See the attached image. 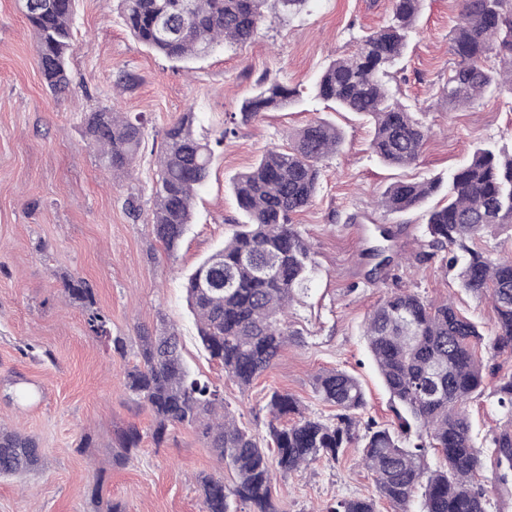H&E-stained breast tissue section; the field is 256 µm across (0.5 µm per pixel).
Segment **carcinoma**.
Listing matches in <instances>:
<instances>
[{
    "label": "carcinoma",
    "instance_id": "1",
    "mask_svg": "<svg viewBox=\"0 0 512 512\" xmlns=\"http://www.w3.org/2000/svg\"><path fill=\"white\" fill-rule=\"evenodd\" d=\"M38 8L25 18L37 37L36 56L48 89H69L67 60L74 50L75 0H36ZM307 0H119V18L144 46L172 61L209 55L218 46L250 41L269 10L301 12ZM422 0H391L384 25L368 32L348 56L332 61L311 89L314 97L353 112L374 126L373 153L386 164H414L429 136L415 110L387 87L389 69L407 46ZM169 22L165 32L158 17ZM451 51L457 58L442 93L448 103L466 108L504 85L512 92V0H459V19L452 31ZM301 102L300 92L279 80L261 78L257 90L231 114L215 144L271 109ZM196 116L185 112L164 132L150 224L168 255L177 251L193 218V201L205 184L214 158L210 141L194 129ZM85 133L97 152L99 166L126 172L145 142L140 116L114 109L84 115ZM286 150L266 151L233 180L242 220L224 245L199 263L183 284L187 306L196 320L202 347L240 388L277 359L294 332L285 309L305 288L314 259L292 217L316 196L322 163L335 155L343 137L336 125L317 119L290 135ZM442 188L437 179L400 181L377 201L385 214L418 209ZM426 246L448 252V264L459 267V285L491 300L496 320L482 333L453 304L434 305L421 294L400 289L368 316L364 336L384 386L390 394L395 422L380 424L364 418L367 401L362 385L344 370L316 376L319 400L336 408L324 419L299 413L287 393H270L266 408L268 440L263 445L238 425L224 406V396L195 378L185 364L179 336L165 328L140 337L135 363L124 388L154 418L150 435L164 444L176 427L196 430L221 464L236 475L228 489L224 477L201 479L204 512H280L273 494L271 469L288 473L323 456L338 457L344 448H359L360 462L374 477L379 497L395 512H492V499L476 480L481 451L466 406L483 384L484 355L512 350V257L481 252L471 244L487 236L512 239V153L493 145L477 148L472 157L448 176L444 203L426 211ZM380 244L375 270L393 258L394 232L378 226ZM218 282L203 286L200 273ZM65 296L83 311L89 331L109 337V317L97 306L93 288L82 278L65 276ZM497 407L508 422L492 434L491 445L500 492L512 493V373L499 378ZM142 441L133 426L119 440L113 463L124 465ZM433 448L442 457L432 469L426 462ZM39 460L36 439L0 427V477L31 470ZM103 478L94 495L102 512H127L113 500L103 501ZM323 512H376L372 498L336 499Z\"/></svg>",
    "mask_w": 512,
    "mask_h": 512
}]
</instances>
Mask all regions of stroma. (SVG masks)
I'll list each match as a JSON object with an SVG mask.
<instances>
[{
    "label": "stroma",
    "mask_w": 512,
    "mask_h": 512,
    "mask_svg": "<svg viewBox=\"0 0 512 512\" xmlns=\"http://www.w3.org/2000/svg\"><path fill=\"white\" fill-rule=\"evenodd\" d=\"M390 8V0H308L297 15L269 18L251 41L217 48L184 67L138 43L114 0H76L71 86L55 95L38 69L36 36L20 0H0V426L35 436L41 455L35 470L0 478V512H96L92 490L99 479L105 496L128 512H200L202 477L220 475L232 485V473L196 430L176 428L166 444L154 445L149 411L123 387L140 329L175 328L191 372L223 392L238 424L260 436L267 432V397L275 390L291 394L305 413L333 417L335 408L318 399L313 382L334 369L361 381L367 415L392 421L364 330L374 307L397 289L453 301L491 330V303L460 288L444 252L419 257L422 211L386 215L373 209L396 181L447 177L481 145L512 147V93L457 109L439 92L455 62L450 38L457 0H423L407 54L388 79L397 98L418 106L417 117L430 130L416 165L381 163L370 149L369 123L306 96L222 139L175 256L151 231L152 188L163 133L172 122L192 111L197 133L219 137L225 114L238 110L263 75L307 92L331 60L387 20ZM121 72L133 76V87L117 86ZM95 107L142 115L146 144L130 172L99 167L83 123ZM317 118L333 122L344 143L325 161L313 202L293 219L315 262L288 313L298 335L244 390L203 351L183 283L223 245L230 219L239 215L233 177L266 150L287 147L290 131ZM131 196L141 204L139 215L126 206ZM373 222L394 227L403 255L382 275L372 272L373 239L357 238L358 229ZM66 275L94 288L111 336L125 338L127 355L88 330L82 311L63 293ZM507 372L512 354L490 360L482 394L469 404L479 438H491L505 420L494 392ZM132 425L143 435L140 447L125 466H114L117 437ZM86 434L92 443L84 448ZM273 486L281 512H321L333 499L350 497L374 498L378 512H394L378 498L354 448L288 474L274 472Z\"/></svg>",
    "instance_id": "35a3bbf8"
}]
</instances>
